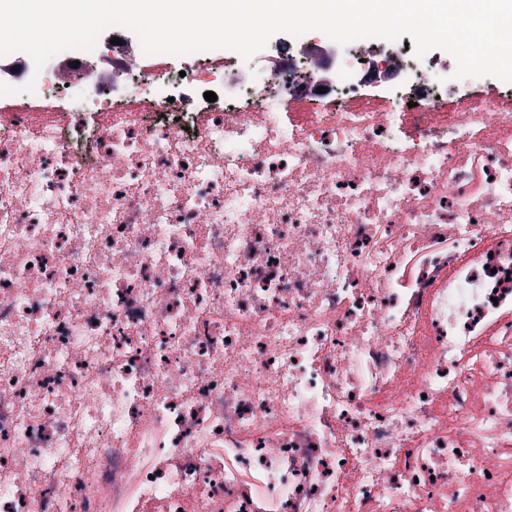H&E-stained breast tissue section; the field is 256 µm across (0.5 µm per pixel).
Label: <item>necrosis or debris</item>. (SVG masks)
<instances>
[{
  "label": "necrosis or debris",
  "mask_w": 512,
  "mask_h": 512,
  "mask_svg": "<svg viewBox=\"0 0 512 512\" xmlns=\"http://www.w3.org/2000/svg\"><path fill=\"white\" fill-rule=\"evenodd\" d=\"M354 45L0 109V512H512V91ZM428 57L433 58L437 62V69L435 70L436 78L438 81L448 87V92H457L459 90H466L470 92H480L488 90L494 80L493 76H484L479 78H465L462 80L450 79L456 69V62L454 58L448 57V52L442 49H433L428 53Z\"/></svg>",
  "instance_id": "4bbe7bcc"
}]
</instances>
